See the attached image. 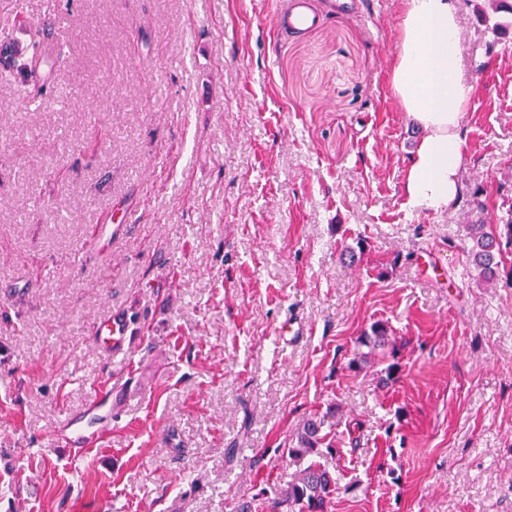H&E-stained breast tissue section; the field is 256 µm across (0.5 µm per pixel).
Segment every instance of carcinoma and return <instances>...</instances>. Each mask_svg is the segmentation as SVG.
I'll list each match as a JSON object with an SVG mask.
<instances>
[{"label":"carcinoma","mask_w":512,"mask_h":512,"mask_svg":"<svg viewBox=\"0 0 512 512\" xmlns=\"http://www.w3.org/2000/svg\"><path fill=\"white\" fill-rule=\"evenodd\" d=\"M40 30L31 35L29 48L32 54L21 65L11 62L0 68V78L9 79L15 71L28 72L36 63L39 42L36 40ZM497 223L505 225V239L487 230L484 224L468 226V238L471 246V262L479 280L491 283L499 279V270L503 262V249L512 247V205L505 214L498 217ZM388 340V327L383 323L371 326V333L365 335L364 345L371 348L381 347ZM336 427V407L331 406L323 413H315L298 425L289 448L288 458L296 470L279 498L274 501V508L283 512H328L327 506L336 492V478L318 458L324 453H332L331 431Z\"/></svg>","instance_id":"obj_1"}]
</instances>
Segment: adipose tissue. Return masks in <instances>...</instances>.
Listing matches in <instances>:
<instances>
[{
	"label": "adipose tissue",
	"instance_id": "adipose-tissue-1",
	"mask_svg": "<svg viewBox=\"0 0 512 512\" xmlns=\"http://www.w3.org/2000/svg\"><path fill=\"white\" fill-rule=\"evenodd\" d=\"M400 49L391 86L406 119L421 130L404 192L411 206L438 212L457 198L462 118L473 87L459 74L456 0H400Z\"/></svg>",
	"mask_w": 512,
	"mask_h": 512
}]
</instances>
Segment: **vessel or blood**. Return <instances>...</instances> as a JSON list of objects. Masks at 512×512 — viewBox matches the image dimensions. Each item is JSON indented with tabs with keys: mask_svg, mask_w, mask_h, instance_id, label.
Returning a JSON list of instances; mask_svg holds the SVG:
<instances>
[{
	"mask_svg": "<svg viewBox=\"0 0 512 512\" xmlns=\"http://www.w3.org/2000/svg\"><path fill=\"white\" fill-rule=\"evenodd\" d=\"M314 22L315 16L308 0H295L290 10L278 15L274 26L280 32H301L313 26ZM129 329V320L118 313L112 314L97 325L96 331L103 334V348L111 359L121 360L126 357ZM111 395L112 390L108 387L94 392L90 400L89 422L85 423L80 418L72 417L54 428L50 439L55 447L69 449L73 459L83 460L85 447L99 438L103 426L112 423Z\"/></svg>",
	"mask_w": 512,
	"mask_h": 512,
	"instance_id": "1",
	"label": "vessel or blood"
}]
</instances>
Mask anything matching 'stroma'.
<instances>
[{
	"mask_svg": "<svg viewBox=\"0 0 512 512\" xmlns=\"http://www.w3.org/2000/svg\"><path fill=\"white\" fill-rule=\"evenodd\" d=\"M290 2L0 0V42L43 31L39 96L0 82V512H273L332 402L329 512H512V286L467 237L512 205V13L498 35L458 0L474 91L432 212L403 190L400 0H311L285 37ZM114 312L125 362L94 334ZM377 321L394 359L349 370ZM105 386L117 421L71 462L47 436ZM295 1L290 10L276 18L274 26L278 33L301 32L313 26L315 15L311 11L310 3L307 0Z\"/></svg>",
	"mask_w": 512,
	"mask_h": 512,
	"instance_id": "35a3bbf8",
	"label": "stroma"
}]
</instances>
